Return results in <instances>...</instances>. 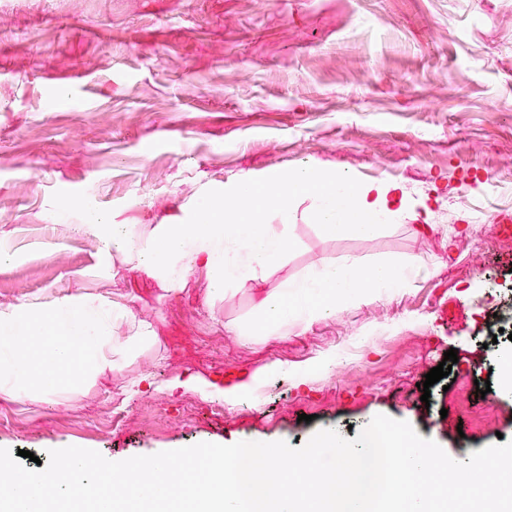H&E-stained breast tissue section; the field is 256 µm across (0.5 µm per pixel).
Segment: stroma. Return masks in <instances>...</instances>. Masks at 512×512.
<instances>
[{"label": "stroma", "mask_w": 512, "mask_h": 512, "mask_svg": "<svg viewBox=\"0 0 512 512\" xmlns=\"http://www.w3.org/2000/svg\"><path fill=\"white\" fill-rule=\"evenodd\" d=\"M305 166L394 184L401 212L371 236L325 235L302 195L267 287L348 260L402 264L397 290L351 300L307 331L261 325L258 293L177 287L82 231L98 217L140 235L204 197ZM512 0H0V314L89 295L121 342L111 367L22 399L0 395V448L76 446L109 460L201 442L355 439L378 414L454 459L512 441ZM484 240V250L473 247ZM151 339L138 342L140 326ZM456 349L449 376L426 374ZM307 378L293 385L295 375ZM259 377L235 404L225 388ZM489 381L459 409L449 386ZM220 404L223 414L210 406ZM311 422L299 421V414Z\"/></svg>", "instance_id": "35a3bbf8"}]
</instances>
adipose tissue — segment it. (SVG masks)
Here are the masks:
<instances>
[{
    "label": "adipose tissue",
    "instance_id": "adipose-tissue-1",
    "mask_svg": "<svg viewBox=\"0 0 512 512\" xmlns=\"http://www.w3.org/2000/svg\"><path fill=\"white\" fill-rule=\"evenodd\" d=\"M313 195L318 208L313 217L325 234L370 235L377 217L393 215L394 187L357 186L350 179L313 166L294 177L273 178L260 184H241L222 194L205 197L182 224L156 225L147 237L133 240L117 235L114 225L90 216L86 226L102 243L101 263L109 265L121 251L177 285L196 268H204L215 286L229 279L261 281L279 265L290 246L286 230L266 223L270 212L284 213L290 200ZM400 269L391 263L328 265L312 285L280 286L265 292L261 304L268 320L263 335L277 336L288 313L295 326L307 330L313 322L342 312L350 299H373L375 284L398 280ZM79 321L78 329L61 324V315ZM109 310L96 308L84 297L66 308H20L8 319L20 323V338H0V351L11 355L10 366L0 370V393L15 398L40 386L45 379L68 382L83 373L112 363V339L104 333Z\"/></svg>",
    "mask_w": 512,
    "mask_h": 512
}]
</instances>
